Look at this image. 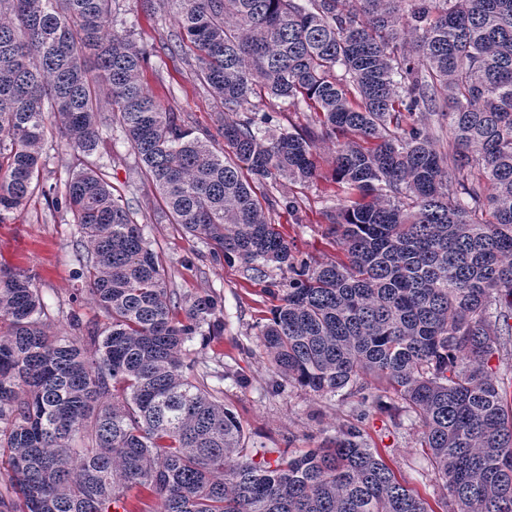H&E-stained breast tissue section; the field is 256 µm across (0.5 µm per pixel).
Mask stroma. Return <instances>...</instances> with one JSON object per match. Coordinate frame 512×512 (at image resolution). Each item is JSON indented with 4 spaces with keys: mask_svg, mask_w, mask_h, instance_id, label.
I'll return each instance as SVG.
<instances>
[{
    "mask_svg": "<svg viewBox=\"0 0 512 512\" xmlns=\"http://www.w3.org/2000/svg\"><path fill=\"white\" fill-rule=\"evenodd\" d=\"M117 26L127 28L145 54L142 80L154 97L192 127L196 135L223 148L220 134L226 118L207 85L194 74L187 57L166 51L171 34L178 32L169 9L146 11L141 0H118ZM268 113L270 130L318 131V118L307 107L292 109L267 97L252 96L238 119ZM104 155H75L63 140L48 134L41 174L43 185H64L84 164L104 163L112 186L137 211L145 237L160 251L168 270V285L179 294H216L224 303V330L210 342L187 343L192 374H209L219 386L225 404L239 417L249 447L279 448L300 453L335 436L347 424H358L369 447L425 498L433 512H450L451 498L427 466L420 446L421 424L412 413L394 418L376 410L357 415L358 398L348 391L320 396L296 386L273 392L276 378L257 346L258 333L276 303L272 293L288 274L267 267L266 275L246 279L240 265L225 263L215 244L186 235L159 210V194L144 177L119 129L104 130ZM336 145L327 137L317 141L320 175L311 182L285 179L253 183L258 198L267 203L266 215L293 245L296 259L320 264L336 258L340 248L329 233V211L338 201L331 180ZM81 235L71 216L53 208L42 193L26 207L0 221V262L28 271L49 309L50 328L70 333V318L78 316L89 329H103L105 320L90 297L81 292L78 258Z\"/></svg>",
    "mask_w": 512,
    "mask_h": 512,
    "instance_id": "1",
    "label": "stroma"
}]
</instances>
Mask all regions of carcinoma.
Wrapping results in <instances>:
<instances>
[{"label":"carcinoma","mask_w":512,"mask_h":512,"mask_svg":"<svg viewBox=\"0 0 512 512\" xmlns=\"http://www.w3.org/2000/svg\"><path fill=\"white\" fill-rule=\"evenodd\" d=\"M116 2L0 0V221L39 189L49 128L90 156L117 125L170 223L251 280L287 269L258 336L276 389L389 386L359 406L415 414L456 512H512V403L485 368L512 337V0H161L169 50L193 51L224 111L259 87L348 137L332 181L350 198L329 214L342 256L318 265L295 262L251 185L317 178L318 135L227 120L216 150L142 84ZM42 194L77 224L107 323L50 332L34 275L0 264V463L20 512H428L356 425L255 462L272 449L247 447L221 390L186 373V342L224 329L218 297L168 287L103 167ZM133 487L157 509L133 510Z\"/></svg>","instance_id":"cac0c4a2"}]
</instances>
